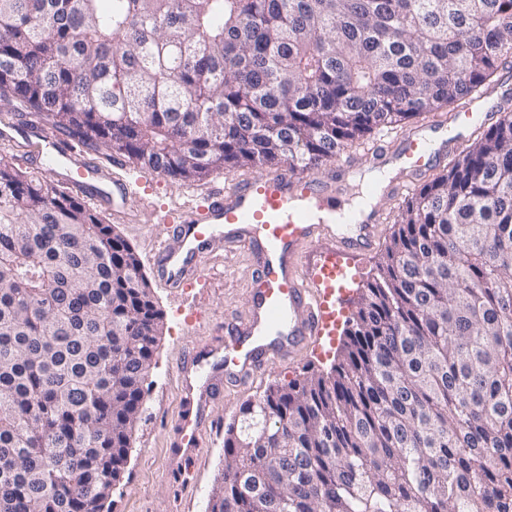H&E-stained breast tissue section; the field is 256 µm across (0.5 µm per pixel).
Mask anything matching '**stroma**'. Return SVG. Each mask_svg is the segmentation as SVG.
I'll return each instance as SVG.
<instances>
[{
    "mask_svg": "<svg viewBox=\"0 0 512 512\" xmlns=\"http://www.w3.org/2000/svg\"><path fill=\"white\" fill-rule=\"evenodd\" d=\"M452 124L453 115L439 112L421 115L402 128L382 129L353 143L345 151L349 160H364L375 145L387 151L400 149L405 134L428 128L435 122ZM108 177L139 180V194L129 196L122 213L106 206L98 211L106 222L141 255L144 267H151L152 252L162 233L160 221L172 202L187 193V186L172 178L140 172L132 160L122 167L105 168ZM403 198L381 200L382 221L375 248L363 258L353 259L357 276L349 285V299H356L361 288L377 272L385 248L395 229L394 221ZM223 258L208 271L206 286L173 291L154 282V295L164 316L163 335L148 378L149 389L135 424L123 479L112 496L111 512H207L216 480L224 468V431L240 404L262 394L269 385L300 379L311 372H332L338 362L345 336V323H338L334 335L311 342L301 352L268 368L246 388H232L212 406L213 421L203 435L197 457L187 465L184 480L174 479L169 471L175 423L181 409L178 361L182 351L198 341L217 340L228 328L246 318L251 307L256 260L235 243L225 244Z\"/></svg>",
    "mask_w": 512,
    "mask_h": 512,
    "instance_id": "1",
    "label": "stroma"
}]
</instances>
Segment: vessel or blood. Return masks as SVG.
Masks as SVG:
<instances>
[{
  "label": "vessel or blood",
  "mask_w": 512,
  "mask_h": 512,
  "mask_svg": "<svg viewBox=\"0 0 512 512\" xmlns=\"http://www.w3.org/2000/svg\"><path fill=\"white\" fill-rule=\"evenodd\" d=\"M0 137L26 140L35 159L50 160L54 181L89 199L109 202L114 212H121L134 191L126 181L107 183L105 174L78 160L63 139L45 136L35 125L5 124ZM445 151V146L431 147L426 136L413 132L396 157L376 149L367 163L380 170L397 162V175L387 190L399 194ZM344 218L335 193L321 177L301 178L285 171L217 183L205 194L193 193L174 203L153 259L154 275L165 286L180 291L204 283L216 249L226 242L244 245L258 256L249 316L224 343L199 346L179 363L186 402L176 422V446L183 456L200 448L209 408L223 398L226 383L240 381L327 334L336 320V295L347 278L343 261L373 250L381 215L372 209L352 231L338 229ZM314 242L321 250L312 256L306 248Z\"/></svg>",
  "instance_id": "1"
}]
</instances>
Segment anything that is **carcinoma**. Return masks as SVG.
I'll list each match as a JSON object with an SVG mask.
<instances>
[{
  "label": "carcinoma",
  "mask_w": 512,
  "mask_h": 512,
  "mask_svg": "<svg viewBox=\"0 0 512 512\" xmlns=\"http://www.w3.org/2000/svg\"><path fill=\"white\" fill-rule=\"evenodd\" d=\"M511 64L512 0H0V100L184 184L313 170ZM500 111L400 210L334 374L241 405L208 512H512ZM163 327L123 236L1 157L0 512H109Z\"/></svg>",
  "instance_id": "obj_1"
}]
</instances>
